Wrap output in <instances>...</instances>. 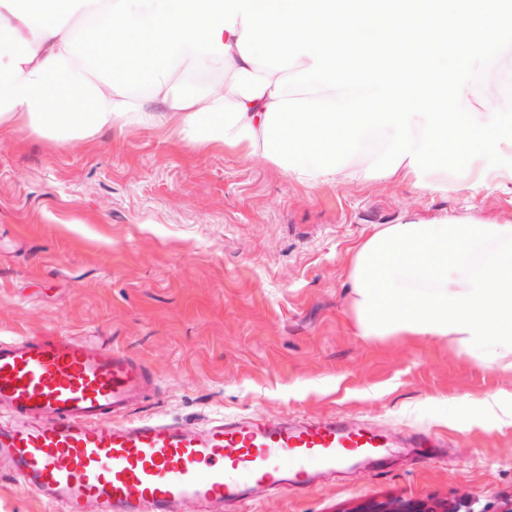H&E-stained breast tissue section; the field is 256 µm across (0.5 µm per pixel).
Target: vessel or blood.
Here are the masks:
<instances>
[{
  "label": "vessel or blood",
  "mask_w": 512,
  "mask_h": 512,
  "mask_svg": "<svg viewBox=\"0 0 512 512\" xmlns=\"http://www.w3.org/2000/svg\"><path fill=\"white\" fill-rule=\"evenodd\" d=\"M155 376L143 360L56 331L0 339V473L60 512H225L251 488L314 485L364 454L382 458L376 429L341 418L298 423L222 417L195 428L128 420Z\"/></svg>",
  "instance_id": "b4317fda"
}]
</instances>
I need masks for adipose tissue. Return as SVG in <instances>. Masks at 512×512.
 Masks as SVG:
<instances>
[{
	"mask_svg": "<svg viewBox=\"0 0 512 512\" xmlns=\"http://www.w3.org/2000/svg\"><path fill=\"white\" fill-rule=\"evenodd\" d=\"M0 0V131L28 129L63 148L118 127H165L202 152L263 157L264 119L275 76L244 60L238 33L223 32L227 55H207L212 93L173 106L175 70L150 98H125L65 50L86 18L116 0ZM347 281L356 336L445 342L478 364L512 372V223L468 217L380 224L350 250Z\"/></svg>",
	"mask_w": 512,
	"mask_h": 512,
	"instance_id": "adipose-tissue-1",
	"label": "adipose tissue"
}]
</instances>
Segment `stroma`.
Segmentation results:
<instances>
[{
	"label": "stroma",
	"mask_w": 512,
	"mask_h": 512,
	"mask_svg": "<svg viewBox=\"0 0 512 512\" xmlns=\"http://www.w3.org/2000/svg\"><path fill=\"white\" fill-rule=\"evenodd\" d=\"M512 222V183L472 202L375 179L303 187L265 161L198 153L161 129L104 130L70 149L0 134V337L55 329L142 358L134 418L201 427L238 416L342 417L392 441L316 486L259 490L243 512H350L439 499L497 512L512 496V425L480 402L512 373L423 337L367 341L347 306L348 251L374 225ZM437 448H415L420 435ZM0 512H56L0 475Z\"/></svg>",
	"instance_id": "stroma-1"
}]
</instances>
